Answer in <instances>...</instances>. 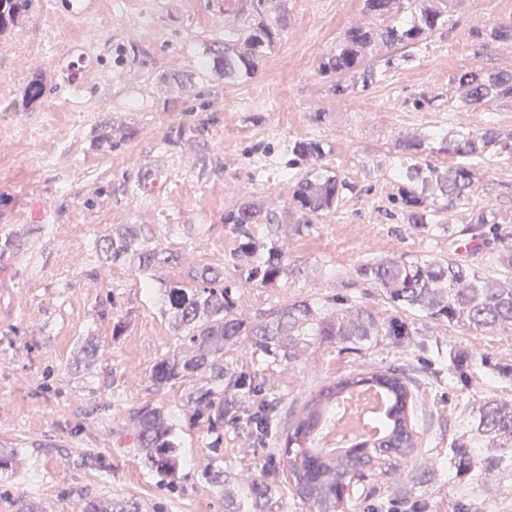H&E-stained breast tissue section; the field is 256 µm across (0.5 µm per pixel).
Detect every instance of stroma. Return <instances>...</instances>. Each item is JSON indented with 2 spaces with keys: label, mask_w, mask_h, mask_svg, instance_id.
Masks as SVG:
<instances>
[{
  "label": "stroma",
  "mask_w": 512,
  "mask_h": 512,
  "mask_svg": "<svg viewBox=\"0 0 512 512\" xmlns=\"http://www.w3.org/2000/svg\"><path fill=\"white\" fill-rule=\"evenodd\" d=\"M288 26L255 73L225 82L217 64L201 70L225 29L258 22L253 0H35L23 25L0 38V446L17 449L0 472V512L33 496L55 512H83L94 496L131 497L141 512H224V492L205 477L214 461L245 476L266 469L270 448L245 425L224 430L213 454L207 426L185 405L189 381L155 390L154 365L179 349L172 324L128 266L101 263L97 240L114 224H141L160 247L235 278L237 241L225 215L255 201L283 224L287 279L237 291V311L255 323L304 298L347 296L382 318L392 307L356 276L358 264L392 253H447L438 230H407L391 198L397 134L481 127L494 115L512 131V102L459 111L455 76L466 69H512V49L479 50L468 31L512 20V0H467L449 29L436 32L413 63L383 73L377 87L336 96L320 61L362 15L363 0H288ZM42 78V99L25 88ZM331 147L329 165L357 184V195L296 232L302 215L291 186L303 165H289V143ZM479 181L457 226L493 210L512 219V161L490 151L474 159ZM440 352L512 356V335H478L426 324ZM96 345L84 368L80 348ZM224 360L259 371L280 414L323 385L355 371L394 366L417 382L423 437L417 463L432 479L393 478L389 499L411 490L418 512H512V494L483 492L475 476L448 466V440L460 412L479 394L512 399V379L478 372L473 386L449 390L413 352L384 346L355 354L333 345L294 365L256 362L231 346ZM161 402L182 440L185 478L162 484L135 447L124 412Z\"/></svg>",
  "instance_id": "1"
}]
</instances>
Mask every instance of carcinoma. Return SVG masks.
I'll return each mask as SVG.
<instances>
[{"label": "carcinoma", "mask_w": 512, "mask_h": 512, "mask_svg": "<svg viewBox=\"0 0 512 512\" xmlns=\"http://www.w3.org/2000/svg\"><path fill=\"white\" fill-rule=\"evenodd\" d=\"M34 0H0V33L14 25L22 12L31 10ZM465 0H364L361 21L348 27L336 43V50L319 66L321 73L336 77L334 93L344 95L361 85L365 91L379 81L382 71L398 69L413 61L419 51L448 22V14ZM256 8L268 9L275 27L260 24L224 36V45L213 41L212 52L224 65V80L235 82L251 76L262 54L274 40V28L288 25V15L275 0H256ZM470 38L481 49L512 44V21L501 22L485 31L473 28ZM386 48L389 55L379 63L373 51ZM462 90L465 107H491L512 99V70L485 72L470 69L455 78ZM438 152L457 159L448 166L429 160L422 138L398 136L393 145L397 162L392 176L398 185L394 198L403 221L414 232H427L443 224L448 247L460 237L475 245L481 261L496 265L490 276L480 266L455 258L420 256L410 253L366 260L355 274L367 286L380 292L396 314L380 319L364 303H350L333 297L296 300L273 308L267 319L249 324L236 311V281L274 286L288 278V263L280 241L279 217L257 202L239 204L224 217L225 227L238 242L239 255L246 263L238 266L237 280L208 265L184 269L183 280L163 284L161 311L172 322L182 351L155 364L151 381L156 390L176 380L201 378L186 403L193 415L208 424L214 452L221 450L224 426L245 423L259 443L284 445L275 455L273 468L287 476L307 512H359L367 509L365 479L373 474L388 479L413 460L421 444L415 418L416 395L409 380L398 369L350 373L322 386L298 410L288 427H281L276 410L263 395L258 377L240 372L224 362V348L246 344L250 354L263 361L292 365L306 352L322 345L345 350L367 351L384 345L419 346L412 336L416 329L401 315L420 317L462 327L472 333H512V231L492 210L479 212L470 224L455 229L450 224L454 210L470 203L479 175L471 159L498 146L512 150L503 141L495 123L451 137L437 130ZM331 149L322 139L296 140L288 154L309 165L296 178L291 204L303 215L308 229L312 217L340 207L357 185L326 163ZM263 224L266 234L255 236L254 226ZM96 253L106 263L124 264L138 272L150 288L152 271L160 265L180 266L181 257L159 248L139 224L114 226L96 244ZM487 364L483 355L465 360L449 354L448 386L470 385L474 370ZM375 385L385 389L394 404L382 422V435L363 440L342 453H323L314 447L311 434L336 408L337 398L348 388ZM461 429L451 438L448 464L461 474L474 473L490 489L504 468L512 467V400L487 395L463 409ZM127 423L134 428L136 447L145 449L151 469L162 479H180L182 450L161 403L144 402L126 409ZM211 483L224 489V512H278L274 486L265 473L237 479L220 465L208 471ZM84 512H140L131 499L92 498Z\"/></svg>", "instance_id": "carcinoma-1"}]
</instances>
